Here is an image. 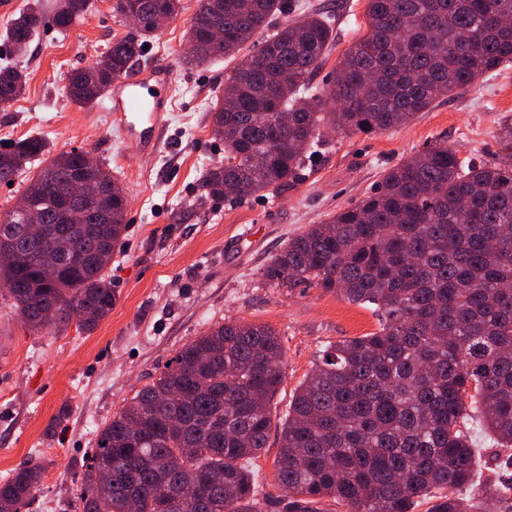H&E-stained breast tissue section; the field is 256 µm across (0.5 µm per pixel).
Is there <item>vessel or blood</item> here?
<instances>
[{"label":"vessel or blood","instance_id":"b4317fda","mask_svg":"<svg viewBox=\"0 0 512 512\" xmlns=\"http://www.w3.org/2000/svg\"><path fill=\"white\" fill-rule=\"evenodd\" d=\"M173 74L168 63L159 62L137 76L114 81L111 110L128 137L131 157L158 150L160 140L152 133L170 102Z\"/></svg>","mask_w":512,"mask_h":512}]
</instances>
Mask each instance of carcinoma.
<instances>
[{
    "mask_svg": "<svg viewBox=\"0 0 512 512\" xmlns=\"http://www.w3.org/2000/svg\"><path fill=\"white\" fill-rule=\"evenodd\" d=\"M366 35L349 47L326 87L310 85L333 40L322 12L286 22L237 66L213 110L224 161L201 180L226 199L281 192L303 179L306 159L329 125L344 134L407 123L441 95L463 93L512 62V0H367ZM180 0H116L135 30L108 50V70L73 72L70 100L105 98ZM90 0L32 5L0 37L24 50L46 27L66 31ZM288 0H198L188 63L233 58ZM224 29L220 40L212 29ZM28 75L0 67V105L20 98ZM338 104L323 112L327 100ZM507 159H462L435 143L385 170L353 206L290 239L263 270L267 285L315 287L371 305L379 330L327 346L295 389L278 428L274 486L262 500L250 461L267 448L271 404L283 382L282 344L266 325L215 324L183 346L152 383L97 431L76 493L79 512H321L330 497L349 512H512L507 490L475 480L478 422L493 444L512 448V122L499 136ZM42 167L34 170V162ZM79 177L77 150L51 154L28 136L0 151V184L43 195L46 223L26 234L13 211L0 216V284L28 325L75 315L90 332L115 302L108 267L122 247L127 199L103 196L105 224L71 225L72 246L93 261L62 267L52 247L59 202ZM471 403H466V399ZM44 467L32 460L0 482V512H30Z\"/></svg>",
    "mask_w": 512,
    "mask_h": 512,
    "instance_id": "obj_1",
    "label": "carcinoma"
}]
</instances>
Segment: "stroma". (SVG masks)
Masks as SVG:
<instances>
[{
    "label": "stroma",
    "mask_w": 512,
    "mask_h": 512,
    "mask_svg": "<svg viewBox=\"0 0 512 512\" xmlns=\"http://www.w3.org/2000/svg\"><path fill=\"white\" fill-rule=\"evenodd\" d=\"M115 0H91L67 31L41 30L24 54L0 39V65L25 69L28 84L0 108V148L42 136L52 153L90 151L128 198V229L110 265L116 293L110 315L89 333L75 322L34 330L0 297V479L28 460L45 471L33 512H76L75 493L96 448V431L158 377L176 352L211 325L244 320L275 329L283 347L284 382L271 405L280 420L300 382L327 344L379 328L372 308L319 288H272L262 272L289 239L362 199L383 171L441 141L460 157H503L499 124L512 117V63L487 72L459 96L437 98L429 111L384 132L326 131L304 179L278 195L230 202L205 195L203 173L224 158L211 112L237 59L186 69L188 30L198 0H180L134 69L168 62L174 71L162 146L139 161L124 159L125 135L108 101L91 108L66 94L70 74L94 63L131 27ZM295 14L332 11L336 40L312 77L323 87L342 54L368 31L367 0H291ZM481 450L480 480L512 484L503 449L486 431H471Z\"/></svg>",
    "instance_id": "stroma-1"
}]
</instances>
